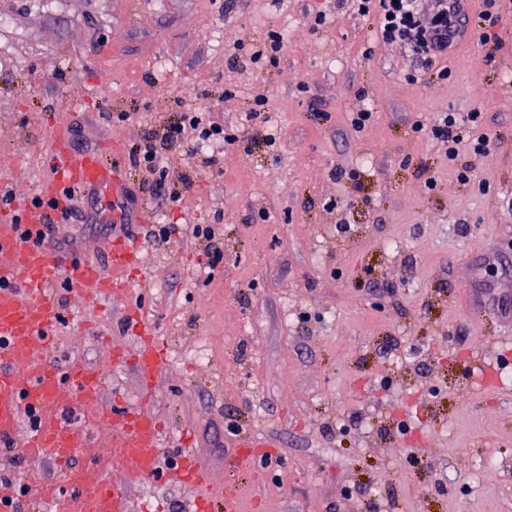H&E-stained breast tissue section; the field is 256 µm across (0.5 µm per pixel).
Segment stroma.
<instances>
[{
	"mask_svg": "<svg viewBox=\"0 0 512 512\" xmlns=\"http://www.w3.org/2000/svg\"><path fill=\"white\" fill-rule=\"evenodd\" d=\"M0 15V194L12 197L0 222L22 223L62 127L69 150L121 170L130 209L108 192L75 197L74 216L52 212L53 236L68 237L71 258L100 257L125 224L145 253L133 295L83 307L57 285L59 368L78 358L108 370L96 398L160 418L164 459L202 458L214 488L235 485L238 512H512V365L488 393L470 371L512 351L494 309L512 307V9L494 57L475 36L449 51L447 83L384 42L352 0H0ZM276 32L277 64L251 63ZM104 82L111 95H100ZM259 95L266 129L247 119ZM486 101L493 146L476 182L461 185L411 124ZM365 107L376 118L358 133L349 115ZM204 110L239 144L215 145L218 170L173 147L170 173L194 188L175 203L156 197V175L135 168L130 149ZM154 224L183 231L158 244ZM192 224L224 228L214 273ZM136 306L170 351L149 398L132 365L112 358L138 350L126 322ZM77 426L87 445L64 470L0 444V492L18 512H55L59 500L73 510L88 466L120 478L111 433L83 413ZM241 433L265 448L243 459ZM35 471L53 497L19 495ZM193 495L145 481L130 512H185Z\"/></svg>",
	"mask_w": 512,
	"mask_h": 512,
	"instance_id": "obj_1",
	"label": "stroma"
}]
</instances>
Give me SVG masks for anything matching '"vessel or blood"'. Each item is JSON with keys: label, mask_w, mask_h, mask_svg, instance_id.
Wrapping results in <instances>:
<instances>
[{"label": "vessel or blood", "mask_w": 512, "mask_h": 512, "mask_svg": "<svg viewBox=\"0 0 512 512\" xmlns=\"http://www.w3.org/2000/svg\"><path fill=\"white\" fill-rule=\"evenodd\" d=\"M64 141V130H57L53 139L57 166L40 183L44 197L62 203L69 189L115 188L118 178L111 161L96 153L69 152ZM45 220V212L34 207L25 213L23 223L0 224V338L6 341L0 348V441L19 431L26 407L39 408L40 423L30 431L26 445L62 464L84 440L66 415L95 392L98 378L82 362H71L61 372L49 360V333L59 317L52 290L62 283L79 303H96L122 292L141 256L136 242L122 238L109 246L106 262L87 258L66 268L45 233ZM130 321L140 328L135 368L148 388L166 368L168 354L148 328L143 309L133 310ZM96 422L111 428L127 465L126 478L111 484L101 480L95 469H88L84 477L88 490L80 498V512H126L128 489L158 471L161 422L143 413L116 415L108 404L99 408ZM169 475L193 489L209 483L208 470L197 457L181 461Z\"/></svg>", "instance_id": "obj_1"}]
</instances>
